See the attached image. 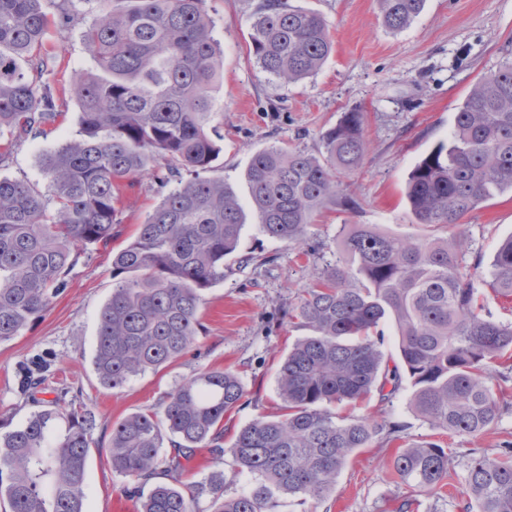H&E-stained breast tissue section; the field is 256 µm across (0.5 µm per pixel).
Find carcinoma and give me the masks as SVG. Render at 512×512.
I'll use <instances>...</instances> for the list:
<instances>
[{"mask_svg": "<svg viewBox=\"0 0 512 512\" xmlns=\"http://www.w3.org/2000/svg\"><path fill=\"white\" fill-rule=\"evenodd\" d=\"M380 2L386 28L398 32L426 0ZM49 26L43 0H0V163L61 116L67 91L46 79L57 63ZM249 39L258 66L281 85L317 72L333 49L325 18L287 0H261ZM83 43L94 66L70 83L80 111L77 137L43 157L44 186L0 180V343L65 292L80 246L109 247L120 223V187L153 169L159 184L177 186L135 239L112 253L115 286L100 313L92 364L100 384L114 390L195 344L203 332L202 292L224 281V260L237 250L245 221L232 188L210 176L223 151V137L209 127L224 56L208 0H98ZM363 126V113H343L322 135L320 157L278 145L252 155L244 178L265 235L301 246L323 209L355 205L344 178L366 153ZM506 190L512 191L509 56L455 112L451 142L438 143L409 173L412 223L446 228L448 237L343 224L338 256L285 311L312 331L294 343L278 372L286 413L259 416L224 448V415L241 406L245 388L233 369H204L157 409L112 424V470L126 479L123 492L136 499V512H274L282 495L322 500L350 456L386 430L329 406L374 395L388 402L405 377L414 413L431 427L459 437L485 433L508 405V377L494 364L512 361V322L486 316L479 302L478 265L466 259V220ZM482 285L512 301V237L499 246ZM389 319L398 332L396 359L383 351L381 325ZM97 428L87 404L57 396L1 435L4 512H86L87 458ZM201 450L213 469L197 479L190 463ZM450 464L448 449L413 443L389 471L396 482L430 493L445 485ZM242 476L247 487L225 496L226 483ZM463 494L469 512H512V444L497 456L470 458Z\"/></svg>", "mask_w": 512, "mask_h": 512, "instance_id": "carcinoma-1", "label": "carcinoma"}]
</instances>
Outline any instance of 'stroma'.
<instances>
[{
    "label": "stroma",
    "mask_w": 512,
    "mask_h": 512,
    "mask_svg": "<svg viewBox=\"0 0 512 512\" xmlns=\"http://www.w3.org/2000/svg\"><path fill=\"white\" fill-rule=\"evenodd\" d=\"M57 2H43L51 19L48 40L62 70L71 75L92 66L81 37L89 6L85 0H72L75 20L63 27ZM259 2L208 0L214 35L224 49V79L212 93L213 124L224 137L214 175L247 200L244 173L256 151L280 144L321 155L323 133L342 113L358 111L365 115L368 150L347 177L348 193L357 206L346 212L333 207L317 217L308 233L311 254L303 258L297 248L264 235L255 214H248L223 282L202 295L203 335L178 360L110 390L99 384L92 358L100 311L113 288L112 252L132 240L165 194L149 174L125 182L121 222L111 248L83 246L67 275L66 291L20 335L0 343L1 433L39 409L43 394H26L19 386L23 370L39 358L50 363L46 385L81 391L95 411L99 446L88 460L87 512H134L136 503L124 496L125 480L113 472L105 449L109 429L130 413L155 409L183 379L204 369L229 367L240 373L246 396L224 417L225 440L257 416L283 413L278 370L293 343L306 333L289 324L285 309L314 273L333 260L341 224H373L394 235L444 236V229L412 223L403 196L408 175L436 144L448 140L454 114L469 91L512 50V0H427L423 12L398 33L385 28L380 0H290L326 19L333 51L313 76L280 86L249 53L250 16ZM63 111L50 133L13 148L0 163V178L42 182V157L79 129L75 99H67ZM469 224L472 249L467 260L478 263V275L484 278L499 244L512 236V193L483 204ZM249 256L266 258L267 263L238 269V259ZM410 394L406 384L392 402L374 398L359 409L381 423L405 424L400 438L377 437L372 447L352 456L322 501L283 496L276 512H395L407 499L413 502L410 512H466L468 499L461 484L465 465L473 453L494 456L512 443V405L486 434L462 438L417 417L408 405ZM423 441L449 448L452 457L448 485L430 495L388 477V463L400 445Z\"/></svg>",
    "instance_id": "stroma-1"
}]
</instances>
